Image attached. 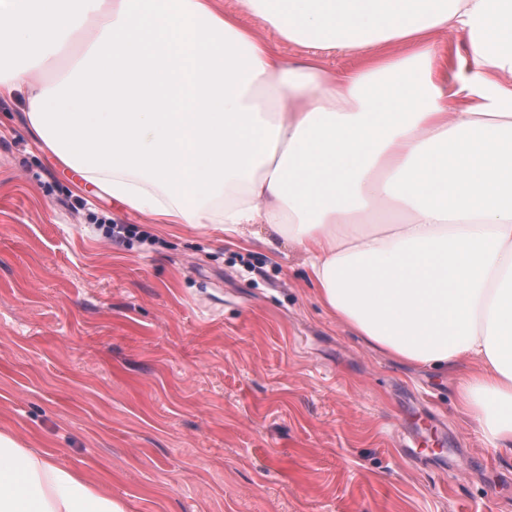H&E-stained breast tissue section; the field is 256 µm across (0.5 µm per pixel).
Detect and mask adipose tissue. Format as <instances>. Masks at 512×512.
Wrapping results in <instances>:
<instances>
[{
  "label": "adipose tissue",
  "mask_w": 512,
  "mask_h": 512,
  "mask_svg": "<svg viewBox=\"0 0 512 512\" xmlns=\"http://www.w3.org/2000/svg\"><path fill=\"white\" fill-rule=\"evenodd\" d=\"M241 2L306 55L214 0H0V96L129 211L292 240L326 309L455 373L512 452V0ZM0 512L126 506L0 433ZM221 6L224 8V11L237 13L245 25L253 27L263 37L276 43L284 58L294 59L301 57L303 52L301 47L282 39L274 28L264 24L244 10L240 0H222Z\"/></svg>",
  "instance_id": "obj_1"
}]
</instances>
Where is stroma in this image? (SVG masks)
Wrapping results in <instances>:
<instances>
[{"label":"stroma","instance_id":"1","mask_svg":"<svg viewBox=\"0 0 512 512\" xmlns=\"http://www.w3.org/2000/svg\"><path fill=\"white\" fill-rule=\"evenodd\" d=\"M25 110L0 99V432L127 512H512L457 376L367 345L261 225L230 242L94 194Z\"/></svg>","mask_w":512,"mask_h":512}]
</instances>
